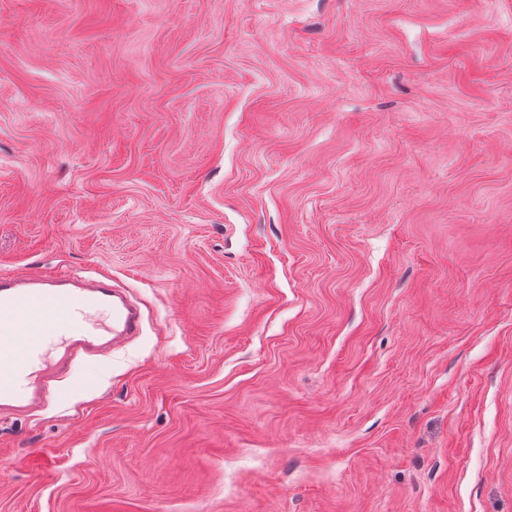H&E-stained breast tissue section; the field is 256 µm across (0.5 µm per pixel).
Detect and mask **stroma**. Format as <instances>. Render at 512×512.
Returning a JSON list of instances; mask_svg holds the SVG:
<instances>
[{
    "label": "stroma",
    "mask_w": 512,
    "mask_h": 512,
    "mask_svg": "<svg viewBox=\"0 0 512 512\" xmlns=\"http://www.w3.org/2000/svg\"><path fill=\"white\" fill-rule=\"evenodd\" d=\"M142 334L0 419V512H512V0H0V275Z\"/></svg>",
    "instance_id": "35a3bbf8"
}]
</instances>
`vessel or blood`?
Segmentation results:
<instances>
[{
	"mask_svg": "<svg viewBox=\"0 0 512 512\" xmlns=\"http://www.w3.org/2000/svg\"><path fill=\"white\" fill-rule=\"evenodd\" d=\"M43 312L41 322L28 318ZM36 332L39 343L18 336ZM141 332V315L111 279L69 275L0 276V414L35 411L58 399L61 375L96 350Z\"/></svg>",
	"mask_w": 512,
	"mask_h": 512,
	"instance_id": "1",
	"label": "vessel or blood"
}]
</instances>
